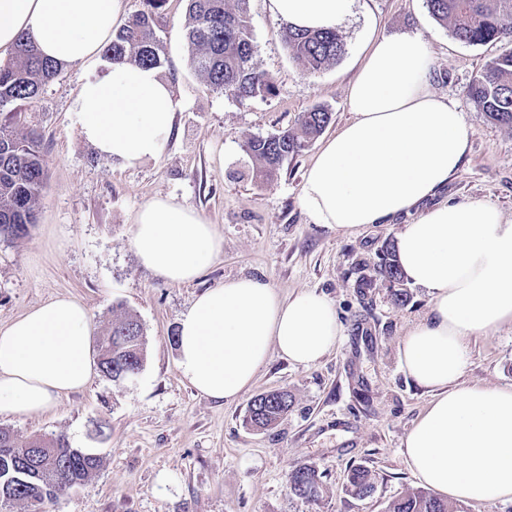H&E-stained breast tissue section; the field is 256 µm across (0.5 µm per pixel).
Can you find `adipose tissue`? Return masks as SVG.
Listing matches in <instances>:
<instances>
[{"label": "adipose tissue", "instance_id": "obj_1", "mask_svg": "<svg viewBox=\"0 0 512 512\" xmlns=\"http://www.w3.org/2000/svg\"><path fill=\"white\" fill-rule=\"evenodd\" d=\"M352 0H270L272 14L300 29L336 27ZM123 15V0H0V51L31 33L63 64H93ZM354 117L313 158L301 203L317 224L355 232L419 204L397 259L431 308L398 347L403 373L431 400L405 436L401 456L418 482L467 503L512 501V386L463 381L467 346L512 326V218L487 201L431 199L457 173L469 132L456 103L430 88V51L420 36H382L351 80ZM177 102L159 69L111 63L86 77L73 102L81 138L123 168L160 158ZM133 246L172 285L193 281L222 252L216 225L171 198L137 213ZM87 307L57 296L0 326V414L38 416L82 390L94 372ZM344 338L333 304L301 291L280 296L255 277L203 292L178 323L181 376L209 399L232 403L271 353L305 367Z\"/></svg>", "mask_w": 512, "mask_h": 512}]
</instances>
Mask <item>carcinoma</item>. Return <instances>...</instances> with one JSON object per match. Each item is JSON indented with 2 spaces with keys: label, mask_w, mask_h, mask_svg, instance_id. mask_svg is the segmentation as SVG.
Here are the masks:
<instances>
[{
  "label": "carcinoma",
  "mask_w": 512,
  "mask_h": 512,
  "mask_svg": "<svg viewBox=\"0 0 512 512\" xmlns=\"http://www.w3.org/2000/svg\"><path fill=\"white\" fill-rule=\"evenodd\" d=\"M145 2L147 9L112 32V40L104 48L107 60L161 66L163 46L155 34V20L166 0ZM246 2L237 0L238 10L233 12L226 9L225 0H188L186 39L191 66L214 89L238 102L275 91L272 78L251 64L254 41ZM426 6L464 43L479 45L512 38V0H426ZM281 39L309 74L336 63L345 53V43L335 29L304 31L288 26L281 31ZM61 70V64L40 55L30 34L18 40L14 60L0 64V238H20L36 223L46 162L37 137L19 129L21 108L36 100ZM468 96L489 120L512 127V51L488 65L470 85ZM330 120V112L313 107L299 117L296 127L251 140L248 151L258 162L255 178L261 181L275 175L283 162L319 136ZM379 273L393 284L401 281L402 273L392 251H386ZM144 353L143 327L127 314L113 321L99 340L98 365L109 379L120 383L139 372ZM290 406L286 391L261 393L248 407L247 422L258 428L269 427ZM100 465L97 455L71 447L62 434L55 436L49 442V451L44 452L39 442H19L10 431L0 429L1 502L35 504L63 496L86 482ZM289 489L295 497L318 500L323 493L320 473L309 465L294 469L289 474ZM373 490L371 471L363 466L353 468L348 477L349 493L361 499ZM386 512L460 510L416 489L389 501Z\"/></svg>",
  "instance_id": "carcinoma-1"
}]
</instances>
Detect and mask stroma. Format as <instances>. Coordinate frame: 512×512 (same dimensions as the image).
<instances>
[{
	"mask_svg": "<svg viewBox=\"0 0 512 512\" xmlns=\"http://www.w3.org/2000/svg\"><path fill=\"white\" fill-rule=\"evenodd\" d=\"M248 14L252 63L276 90L241 103L191 67L187 2L167 0L155 32L163 45L161 72L178 101L175 128L162 157L139 168H121L78 134L72 103L89 67L64 65L24 108L25 129L41 138L47 177L36 224L23 237L0 240V325L68 295L87 306L96 337L120 315L136 316L146 353L134 377L116 384L95 373L52 413L0 415V428L18 439L62 434L71 447L101 459L92 477L65 496L39 505L0 503V512H385L392 498L419 486L401 448L431 396L401 371L397 348L428 314L430 297L410 284L407 302L395 303L393 284L376 268L422 211L348 233L313 223L301 206V187L323 138L353 117L347 87L369 38L418 34L431 51L432 90L457 103L470 137L460 171L436 202L485 200L511 218L512 128L478 112L467 89L512 42L463 43L432 17L426 0H353L337 27L344 55L311 76L282 42L285 23L269 0H248ZM317 105L332 114L322 139L256 183L249 141L295 127ZM158 197L194 209L224 237L223 253L190 283H167L135 253L136 214ZM242 276L260 278L284 297L303 290L326 295L345 336L311 367L271 355L250 391L224 404L180 376L178 320L200 293ZM363 276L370 287L360 288ZM463 380L512 386L511 326L471 339ZM273 390L291 394L290 411L270 429L251 427L250 401ZM299 464L321 473L325 492L318 501L290 493L288 475ZM357 465L374 478L364 499L346 488Z\"/></svg>",
	"mask_w": 512,
	"mask_h": 512,
	"instance_id": "obj_1",
	"label": "stroma"
}]
</instances>
